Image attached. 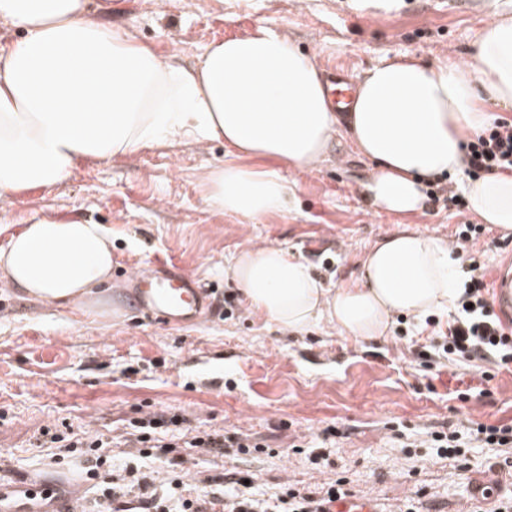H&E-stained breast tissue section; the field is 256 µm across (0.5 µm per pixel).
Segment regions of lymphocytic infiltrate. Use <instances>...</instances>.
<instances>
[{"label": "lymphocytic infiltrate", "mask_w": 512, "mask_h": 512, "mask_svg": "<svg viewBox=\"0 0 512 512\" xmlns=\"http://www.w3.org/2000/svg\"><path fill=\"white\" fill-rule=\"evenodd\" d=\"M464 149V171L470 177L484 173H512V119H499L480 135L467 140ZM489 289L483 278H471L458 294L455 315L448 322L442 343L435 345L431 363L455 355L502 365L512 361V336L505 334L498 316L487 299ZM177 418L150 414L130 421L129 444L139 457L165 458L167 475L156 479L152 472L140 467H126L121 473L112 469V439L85 433L82 435L56 428H43L38 442L43 448H59L65 453L84 457L87 475L99 489L93 512H323L326 503L352 495L345 480H337L322 490L298 489L284 485L269 497L259 498L237 478V487L225 489L220 475L208 477L205 493L190 494L185 490L182 465L187 451L202 450L216 457L227 449L246 454L259 443L243 433H199L177 442L160 439L158 431L166 425H177ZM439 453L459 454L464 441L500 448L512 456V425L484 424L473 426L467 440L454 433H433Z\"/></svg>", "instance_id": "f902f5d3"}]
</instances>
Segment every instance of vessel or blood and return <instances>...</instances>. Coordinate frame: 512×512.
I'll return each mask as SVG.
<instances>
[{"label": "vessel or blood", "instance_id": "obj_1", "mask_svg": "<svg viewBox=\"0 0 512 512\" xmlns=\"http://www.w3.org/2000/svg\"><path fill=\"white\" fill-rule=\"evenodd\" d=\"M332 102L346 111L351 97L343 70L331 69L328 76ZM137 308L164 323L192 325L205 316L210 302L195 281L178 267L152 270L133 281ZM494 309L504 329L512 330V266L503 265L492 287ZM78 485H64L45 478L18 477L0 480V512H73L81 496ZM325 512H380L375 501L351 496L326 505Z\"/></svg>", "mask_w": 512, "mask_h": 512}]
</instances>
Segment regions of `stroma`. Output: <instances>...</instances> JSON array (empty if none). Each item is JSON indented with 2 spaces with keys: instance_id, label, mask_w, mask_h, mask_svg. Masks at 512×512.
I'll return each instance as SVG.
<instances>
[{
  "instance_id": "obj_1",
  "label": "stroma",
  "mask_w": 512,
  "mask_h": 512,
  "mask_svg": "<svg viewBox=\"0 0 512 512\" xmlns=\"http://www.w3.org/2000/svg\"><path fill=\"white\" fill-rule=\"evenodd\" d=\"M486 0H405L387 15L357 13L349 0H92V17L131 33L178 67L195 65L207 46L258 24L285 34L319 67L342 65L348 77L385 59H458L486 19ZM224 160V144L145 148L111 161L81 164L61 184L21 191L0 209V248L32 217L103 224L112 231V287L103 319L91 305L60 308L0 280V477L86 480L82 460L56 463L37 445L43 427L123 440L129 420L151 412L180 418L174 437L199 431L243 432L263 442L249 455L195 451L190 481L236 472L253 490L315 487L347 479L381 512H404L417 491L429 512H495L512 496V468L490 448L442 456L433 431L471 423L512 422V365L486 378V366L455 358L427 366L434 342L424 318L398 315L388 335L356 341L318 324L301 332L266 322L224 276L246 244L272 245L308 261L324 282L354 277L378 238L408 227L453 238L472 210L451 214L443 193L408 218L376 211L361 187L371 162L344 138L312 169L287 171L290 207L254 222L210 210L201 178ZM177 265L205 288L211 308L200 322L165 324L130 306L129 273ZM336 426V437L323 431ZM320 448L326 463L312 464ZM489 495L476 499L472 479Z\"/></svg>"
}]
</instances>
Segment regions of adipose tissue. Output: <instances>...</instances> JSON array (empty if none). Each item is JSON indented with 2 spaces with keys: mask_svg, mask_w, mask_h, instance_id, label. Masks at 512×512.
<instances>
[{
  "mask_svg": "<svg viewBox=\"0 0 512 512\" xmlns=\"http://www.w3.org/2000/svg\"><path fill=\"white\" fill-rule=\"evenodd\" d=\"M490 18L461 64L385 60L357 75L346 114L335 112L314 56L256 25L212 42L177 67L125 31L94 21L88 0H0V20L23 31L0 47V204L56 185L86 161L162 143H224L202 181L205 204L254 220L286 212L287 170L320 162L335 135L370 159L373 208L420 213L426 185L460 175L471 210L512 232V175H463L467 135L512 106V0ZM447 239L404 229L377 239L357 278L328 286L281 248L245 247L225 276L267 322L298 332L328 322L354 339L385 336L395 315L447 309L458 267ZM112 234L102 224L41 218L0 249V278L65 306L107 287Z\"/></svg>",
  "mask_w": 512,
  "mask_h": 512,
  "instance_id": "adipose-tissue-1",
  "label": "adipose tissue"
}]
</instances>
